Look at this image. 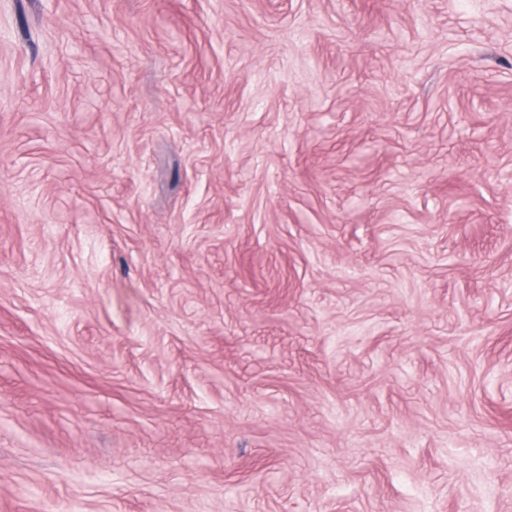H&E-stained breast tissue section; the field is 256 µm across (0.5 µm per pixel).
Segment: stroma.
Wrapping results in <instances>:
<instances>
[{
	"instance_id": "obj_1",
	"label": "stroma",
	"mask_w": 512,
	"mask_h": 512,
	"mask_svg": "<svg viewBox=\"0 0 512 512\" xmlns=\"http://www.w3.org/2000/svg\"><path fill=\"white\" fill-rule=\"evenodd\" d=\"M0 512H512V0H0Z\"/></svg>"
}]
</instances>
